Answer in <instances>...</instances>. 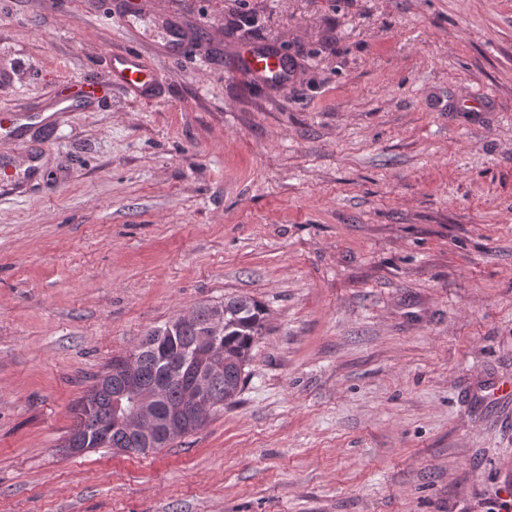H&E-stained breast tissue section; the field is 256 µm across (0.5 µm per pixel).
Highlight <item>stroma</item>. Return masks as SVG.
<instances>
[{
    "instance_id": "35a3bbf8",
    "label": "stroma",
    "mask_w": 512,
    "mask_h": 512,
    "mask_svg": "<svg viewBox=\"0 0 512 512\" xmlns=\"http://www.w3.org/2000/svg\"><path fill=\"white\" fill-rule=\"evenodd\" d=\"M160 96L25 125L0 178V512H501L512 502V0H153ZM190 39L157 52L155 14ZM107 0H0V111L98 78ZM270 48L292 77L236 74ZM266 308L235 404L74 455L150 329Z\"/></svg>"
}]
</instances>
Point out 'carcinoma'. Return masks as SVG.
Wrapping results in <instances>:
<instances>
[{
  "label": "carcinoma",
  "mask_w": 512,
  "mask_h": 512,
  "mask_svg": "<svg viewBox=\"0 0 512 512\" xmlns=\"http://www.w3.org/2000/svg\"><path fill=\"white\" fill-rule=\"evenodd\" d=\"M212 304L200 305L182 315L176 336L182 348V363L178 366L159 357L149 343L168 325L156 327L146 334L139 344L136 369L139 373V392L157 395L153 401L158 415L179 409L191 388L193 376L190 361L193 360L197 336L210 320ZM264 306L250 296H231L224 299V339L221 351L213 357V369L207 382L211 404L204 416H190L182 427L171 432L165 426H157L153 434L156 448H165L177 439L201 428L211 414L236 402L245 382V367L250 361V351L257 336L264 328ZM124 388V380L112 375V368L95 377V382L82 398L77 421L68 440V448H81L86 440L102 428L111 430L106 447L125 451L140 448L144 438L115 424L112 396Z\"/></svg>",
  "instance_id": "carcinoma-1"
}]
</instances>
